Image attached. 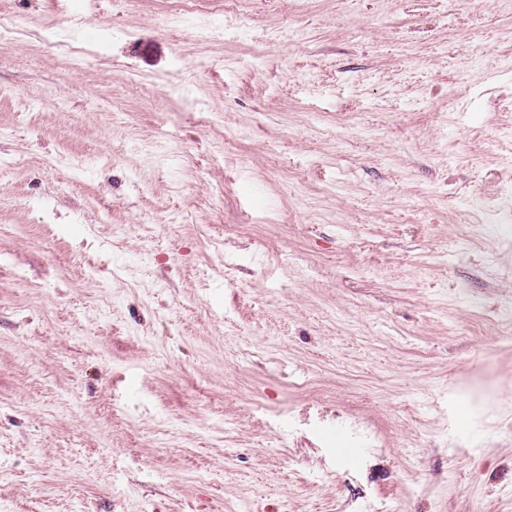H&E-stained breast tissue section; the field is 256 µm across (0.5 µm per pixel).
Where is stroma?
<instances>
[{
  "mask_svg": "<svg viewBox=\"0 0 512 512\" xmlns=\"http://www.w3.org/2000/svg\"><path fill=\"white\" fill-rule=\"evenodd\" d=\"M174 6L0 0V512H512V0Z\"/></svg>",
  "mask_w": 512,
  "mask_h": 512,
  "instance_id": "1",
  "label": "stroma"
}]
</instances>
